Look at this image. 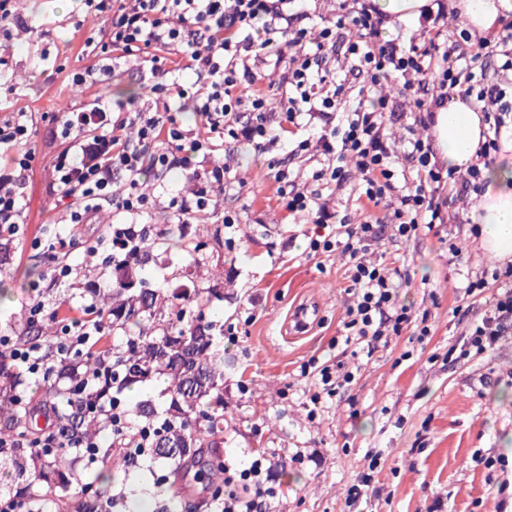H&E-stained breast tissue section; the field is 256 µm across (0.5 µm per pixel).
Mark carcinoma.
Listing matches in <instances>:
<instances>
[{
  "mask_svg": "<svg viewBox=\"0 0 512 512\" xmlns=\"http://www.w3.org/2000/svg\"><path fill=\"white\" fill-rule=\"evenodd\" d=\"M162 240L193 261L202 259L207 243L194 241L173 229H166ZM143 258L136 257L122 266V276L111 291L88 292L93 303L112 317V332L125 338L124 347L112 349L108 364L98 377L84 387L82 359L75 354L60 356L47 351L52 376L46 392L57 405L55 424L61 446L17 457L15 449L0 454V468L13 467L19 476L30 474L44 482L45 495L65 490V477L75 471L85 449L82 445L101 430V418L94 405H105L112 397L150 383L163 385L160 396L165 409L158 411L152 400L138 402L132 414L144 425L157 428L153 438L154 460L177 473V469L208 449L209 476L224 473V455L216 438L224 433V357L216 352V338L224 326L207 319V311L219 290L179 285L172 291L148 288L140 277ZM49 316L29 324L20 339L48 344ZM30 378L18 372L11 357L0 353V436L10 438L25 431L40 435L32 415L20 408L14 391L25 389ZM105 489L99 478L83 484L80 495L67 503L68 512H106Z\"/></svg>",
  "mask_w": 512,
  "mask_h": 512,
  "instance_id": "obj_1",
  "label": "carcinoma"
}]
</instances>
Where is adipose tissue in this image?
Masks as SVG:
<instances>
[{
    "instance_id": "1",
    "label": "adipose tissue",
    "mask_w": 512,
    "mask_h": 512,
    "mask_svg": "<svg viewBox=\"0 0 512 512\" xmlns=\"http://www.w3.org/2000/svg\"><path fill=\"white\" fill-rule=\"evenodd\" d=\"M485 127L480 112L462 99L444 103L436 110L435 147L441 162L453 169L472 164ZM487 182L477 217L481 246L491 257L512 261V156L485 168Z\"/></svg>"
}]
</instances>
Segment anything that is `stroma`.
Segmentation results:
<instances>
[{"mask_svg":"<svg viewBox=\"0 0 512 512\" xmlns=\"http://www.w3.org/2000/svg\"><path fill=\"white\" fill-rule=\"evenodd\" d=\"M30 31L0 28V110L25 112L34 121L35 160L25 175L22 233L0 252V284L9 290L0 302V333L19 338L28 307L46 310L61 304L80 307L71 288L50 282L51 262L44 241L72 242L67 260L80 270V285L115 280L117 269H103V242L121 214L103 207L96 223L67 224L51 189V169L58 148L48 117L97 96L133 100L144 97L145 82L135 64L116 69L111 80L74 90L65 75L86 66L80 53L84 39L110 24L108 14L86 9L82 0H13ZM400 82L373 88L377 97L399 99L401 114L388 121L386 134L397 168H407L408 128L413 119ZM324 126L315 119L295 139L271 147L268 156L289 167L299 184L315 190L313 163L294 154L296 140L316 141ZM231 180L213 191L204 219L191 221L188 235L207 242L208 257L195 263L180 251L155 245L142 275L159 287L164 275L177 284L219 285L223 300L213 302L208 317L235 330L237 345L224 346V441L226 460L249 466L255 452L272 451L270 484L279 495L271 512H349L348 489L373 470L369 512H512V334L483 355L449 360V346L465 333L468 318L456 313L467 279L498 267L486 255L467 223L478 207L476 196L449 200L445 224L421 230L406 242L381 240L366 258L393 270L401 283L400 299L415 313H428L432 334L418 340L411 332L391 337L387 346L334 345L343 335L342 317L349 300L344 257L307 252L315 227L292 220L273 197L266 168L253 151L231 141L219 154ZM192 188L180 173L155 188L158 208L148 217L151 237H160L177 218L172 197ZM236 212L233 227L225 212ZM456 231L459 255L448 251L446 237ZM224 240L212 248L213 235ZM37 276H27L29 267ZM317 302L318 320L303 336L290 337L288 316L295 306ZM336 359L357 368L349 391L330 400L327 409L310 415L304 395L308 384L295 376L303 362ZM248 389H240L242 380ZM157 475L148 464L128 476H111L107 490L119 494L112 512H137L148 501L150 512H182L190 503L204 512L212 494L197 467L174 478L178 498L159 493Z\"/></svg>","mask_w":512,"mask_h":512,"instance_id":"stroma-1","label":"stroma"}]
</instances>
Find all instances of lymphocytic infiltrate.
I'll return each mask as SVG.
<instances>
[{
    "instance_id": "f902f5d3",
    "label": "lymphocytic infiltrate",
    "mask_w": 512,
    "mask_h": 512,
    "mask_svg": "<svg viewBox=\"0 0 512 512\" xmlns=\"http://www.w3.org/2000/svg\"><path fill=\"white\" fill-rule=\"evenodd\" d=\"M294 2L84 0L88 8L109 13L110 25L105 33L85 39L82 53L89 63L68 74L69 84L95 83L114 65L131 60L148 65L153 80L143 103L98 97L52 115L60 141L52 169L53 191L66 203L72 224L91 223L107 204L123 214V222L113 225L108 234L103 260L104 267H119L151 242L140 220L156 210L157 198L145 190V183L165 180L178 169L190 171L192 200L170 202L179 223H189L207 210L211 188L229 178L227 165L213 159L225 140L247 143L263 154L280 139L267 124L273 107H280L293 125L339 114L338 123L323 129L318 138V165L311 177L321 183V190L304 191L290 170L279 168L272 175L275 193L290 216H305L320 226V233L309 240L310 254L327 256L338 250L347 258L351 299L343 321L345 342L376 345L408 329L427 338L432 334L430 326L399 303L386 268L368 262L365 253L381 238L405 242L421 227L443 223L449 197L483 192L482 169L492 154L501 151L505 133L512 131V82L488 79L477 55L469 54L462 41L443 37L439 21L445 5H438L436 13H424L427 26L420 42L405 44L385 37L387 19L372 0H352L347 22L357 30L355 39L344 41V24L337 22L324 27L312 47L306 29L296 26L289 10ZM341 42L346 43L360 79L358 93L351 99L345 97L342 84L317 67L320 58ZM253 58L283 69L279 100H272L260 87L249 66ZM187 70L196 76L190 87L177 80ZM398 78L411 93L415 123L423 127L434 124L437 105L457 96L483 112L484 141L464 179H456L454 169L440 166L432 143L420 138L410 140L406 153L410 175L398 176L385 134V116L396 106L369 95L372 86ZM188 93L197 100L194 128L183 126L171 114V98ZM244 105L252 114L245 122L239 116ZM31 137L27 113H0V236L8 240L19 235L24 222V173L35 159ZM198 157L209 161L201 174L192 169ZM350 161L362 176L349 194L366 214L359 224L340 217L325 195L326 190L347 184ZM119 176L128 184L122 194L112 189L113 178ZM381 206L385 214L376 215ZM491 282L496 291L490 295L486 289ZM466 294L486 297L487 302L480 319L470 322L467 333L452 346L462 358L492 350L512 332V265L494 270L491 278L469 282ZM57 321L58 353L106 357L112 329L93 304L84 305L79 315L58 316ZM299 375L313 381L308 401L314 410L356 380L355 373L341 365L316 359L303 362ZM101 415L113 444L144 454L152 431L132 423L121 401L103 406ZM267 459L263 451L249 468L225 473L223 490L209 502L210 512H262L263 499L278 496L263 481Z\"/></svg>"
}]
</instances>
